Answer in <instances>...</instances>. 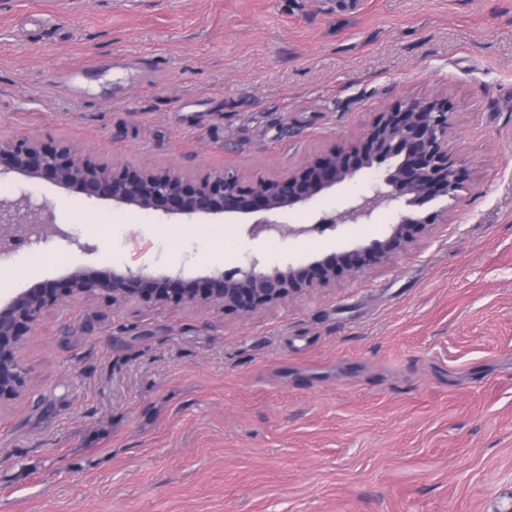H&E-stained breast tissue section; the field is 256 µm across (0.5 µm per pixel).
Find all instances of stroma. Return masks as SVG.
I'll return each instance as SVG.
<instances>
[{
	"label": "stroma",
	"instance_id": "35a3bbf8",
	"mask_svg": "<svg viewBox=\"0 0 512 512\" xmlns=\"http://www.w3.org/2000/svg\"><path fill=\"white\" fill-rule=\"evenodd\" d=\"M407 96L447 98L451 221L365 276L248 320L72 304L0 411V512H507L512 507V0H0V138L269 178ZM369 170L288 224L366 192ZM29 190L95 244L0 262V297L77 266L206 274L207 219ZM224 224V268L379 236Z\"/></svg>",
	"mask_w": 512,
	"mask_h": 512
}]
</instances>
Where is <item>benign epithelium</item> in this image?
Listing matches in <instances>:
<instances>
[{
    "label": "benign epithelium",
    "instance_id": "obj_1",
    "mask_svg": "<svg viewBox=\"0 0 512 512\" xmlns=\"http://www.w3.org/2000/svg\"><path fill=\"white\" fill-rule=\"evenodd\" d=\"M451 129L447 100L407 96L396 107L375 113L343 145H328L273 178L250 183L229 170L187 173L151 161L111 165L71 142L46 143L30 135L0 138V180L21 185L45 180L86 200L110 201L116 209L160 211L168 218L235 217L249 221L252 238L261 234L305 237L343 224H370L381 211L395 214V222L382 236L306 261L269 265L254 257L246 267L216 269L199 278H188L181 269L81 266L61 279L35 283L0 302V410L28 395L31 378L23 360L27 337L51 313L75 301L88 306L105 302L116 312L132 306L220 310L248 320L407 254L437 226L448 223V207L427 209L425 205L455 199L463 188L465 173L453 153ZM382 164L385 174L370 191L348 199L342 209L314 214L306 224L276 220ZM31 238L57 239L86 252L96 250L57 223L48 201L24 189L14 197L0 198V258Z\"/></svg>",
    "mask_w": 512,
    "mask_h": 512
}]
</instances>
